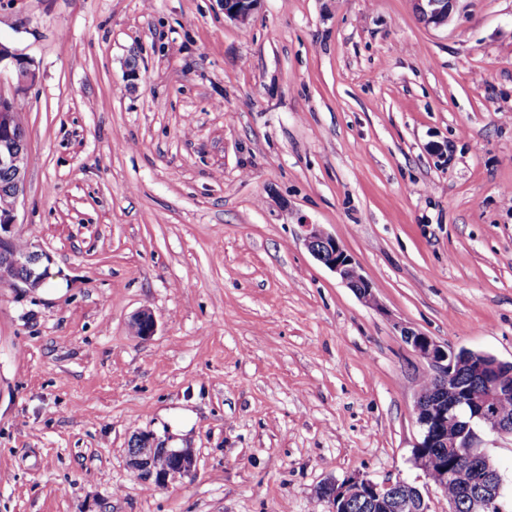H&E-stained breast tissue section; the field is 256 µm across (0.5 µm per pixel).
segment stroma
<instances>
[{
    "instance_id": "1",
    "label": "stroma",
    "mask_w": 512,
    "mask_h": 512,
    "mask_svg": "<svg viewBox=\"0 0 512 512\" xmlns=\"http://www.w3.org/2000/svg\"><path fill=\"white\" fill-rule=\"evenodd\" d=\"M0 40L39 74L15 231L52 274L0 284V512H327L329 481L427 485L432 369L401 327L512 361V0L439 28L414 0H262L245 24L219 0H0ZM140 432L192 473L132 470ZM479 436L512 512V440ZM304 228L305 244L311 254L352 288L365 303L377 305L370 283L360 273L353 257L342 248L336 238L325 233L317 224H308ZM130 329L140 339L153 336L156 331V320L151 311L143 309L134 314L130 322Z\"/></svg>"
}]
</instances>
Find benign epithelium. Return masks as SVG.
I'll list each match as a JSON object with an SVG mask.
<instances>
[{
  "mask_svg": "<svg viewBox=\"0 0 512 512\" xmlns=\"http://www.w3.org/2000/svg\"><path fill=\"white\" fill-rule=\"evenodd\" d=\"M261 0H220L224 15L246 23L257 10ZM457 0H415L422 20L441 26L448 23ZM8 78L13 92L0 91V171L10 176L7 192L12 205L0 212V283H21L30 292L44 286L48 267L44 263L50 256L38 243L31 241L18 251L13 245L18 241L13 232L20 197L26 189L29 163L28 143L18 137L23 125L15 112L19 95L38 80L32 63L18 53L9 43L0 40V82ZM305 244L311 254L331 269L343 283L352 288L367 304L377 305L368 280L360 273L359 266L336 238L325 233L317 224L304 225ZM130 329L136 337L147 339L156 331V320L147 309L133 315ZM402 336L407 344L424 359L433 370L437 382L431 391L421 390L415 405L416 423L420 437L413 447L415 466L430 476L422 464L421 452L433 448L435 463L443 482L453 484L456 499L470 503V512H500L502 507V477L485 451L474 453L478 447V431L487 430L500 437H512V414H497L501 397L512 394V361H502L492 355L470 350H456L442 345L432 337L404 327ZM462 372L470 375L474 386L460 388L456 378ZM497 415L495 425L486 427L484 420ZM454 423L459 430L453 440H448L445 427ZM469 457V466L448 465L446 459ZM195 453L191 448H167L158 444L149 434L138 433L128 448L129 466L155 479L159 485L189 475L195 466ZM316 494L328 506V512L338 509L361 508L365 512H431L428 491L403 479H386L381 482L354 475L340 483L322 484ZM454 499V500H456ZM454 500H448V512H455Z\"/></svg>",
  "mask_w": 512,
  "mask_h": 512,
  "instance_id": "obj_1",
  "label": "benign epithelium"
}]
</instances>
